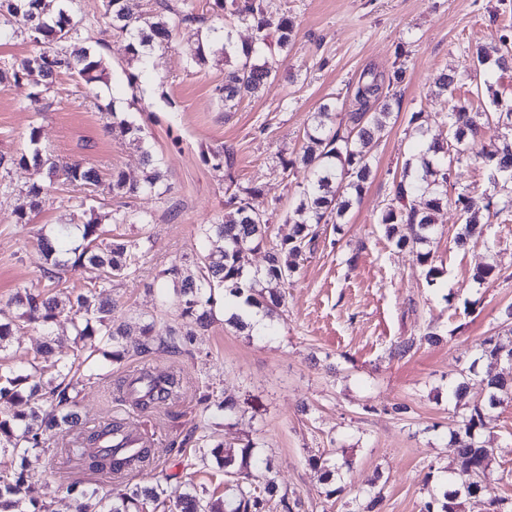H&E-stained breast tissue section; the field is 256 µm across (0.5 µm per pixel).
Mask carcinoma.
Masks as SVG:
<instances>
[{"mask_svg":"<svg viewBox=\"0 0 512 512\" xmlns=\"http://www.w3.org/2000/svg\"><path fill=\"white\" fill-rule=\"evenodd\" d=\"M215 20L208 28L206 46L197 47L190 54V63L199 66L206 62V54L224 56L231 68L224 72V82L214 92L224 105L244 95L257 94L275 77L274 55L285 51L294 38L293 23L284 16L276 17L268 10L265 0H214ZM105 14L112 18V34L118 49L132 58L147 60L159 49L169 47L172 35L182 24L197 20L191 0L173 5L169 0H155V9L134 15L125 0H104ZM249 25L255 32L254 40L240 49L232 31L224 23V13ZM82 19L77 17L73 0H65L57 13H44L42 0H0V29L25 36L41 47L36 55L17 66L0 67V83L18 82L33 71H38L42 82L30 95L37 104L54 92L56 77L61 73L77 75L87 85L105 82L108 67L104 58L88 50H69L81 38ZM384 83L371 72L364 73L358 83L356 96L364 104H375L374 111L349 113L350 125L337 127L332 121L333 103H324L313 114L307 128L308 145L301 157L304 178L299 202L286 223L291 225L288 235L277 241L268 240V219L256 212L246 201L255 193L253 188H240L226 200L232 208L227 219L204 227L207 238L220 245L199 258L196 273L184 275L173 265L162 272L157 292L162 308L174 310L185 319L182 326H170L166 332H154V322L139 327L140 343L129 347L123 343L127 335L124 325L112 321L111 304L103 298L112 280L127 277L137 271L140 260L149 251L145 240H122L111 237V230L92 218L83 225L81 241L72 240L69 230L61 227L53 236H42L39 246L46 256L44 278L52 288H64L69 275L90 263L103 269L104 278L87 291L67 298L63 308L54 296L40 291L20 288L0 309V351L4 343L18 328L12 309L22 310L23 317L42 328L44 334L64 316L71 324L75 337L83 340L98 336L112 346L110 358L120 361L130 352L148 353L164 350L176 353L185 340L193 339L195 331L203 330L214 319V295L222 290L241 301L247 308H259L266 313L284 305L279 288L297 271L299 260L311 252L322 224L330 223L333 215H342L350 200L345 195L360 196L371 174V159L367 147L373 130L384 126L391 114L393 97L383 93ZM98 111L112 116L130 134L137 146L144 143L142 130L119 117L115 104L95 103ZM492 122L504 123L508 133L500 145L483 144L480 131ZM448 137L445 141L433 139L415 154L409 165L416 167L412 178L403 175L394 183L393 194L380 224L386 236L396 247L416 250L418 264L426 269L428 282L434 281L436 267L432 266V253L419 247L430 245L437 233L434 213L448 199V175L452 164L474 156L493 169L500 185L504 206H512V112H489L468 102H457L447 113ZM144 169L138 177L123 172L112 176L108 193L114 197L135 196L143 192L160 193L164 184L159 161L143 150ZM33 163L40 171L58 177L61 183L88 191L73 195L70 200L82 207L90 199L89 193L101 185L98 170L86 163L61 162L52 155L34 149L32 156H6L0 154V173L8 167ZM212 168L232 169L233 158L224 148H217L207 159ZM44 186L34 181L18 191L20 203L14 210L15 223H27L28 214L39 206ZM465 216L456 236V243L464 246L484 235V225L477 219L476 199L459 193L454 201ZM267 244L266 265L251 273L241 263L242 254ZM512 307L502 328L482 340L476 360L507 363L512 360ZM100 362L94 353H74L72 359L49 367L34 362L30 367L7 365L0 367V404L9 409L0 410V512H49V506L39 500L35 488L29 483L26 461L33 450L46 451L58 437H71V451L89 470L108 472L109 477L140 473L157 462L156 449L136 443L129 444L131 426L122 419H112L96 430H77L79 414L76 411L79 386L98 376ZM468 373L448 385V398L456 406H464L460 419L449 428L450 441L457 445V475H448L439 491L425 503L423 512H457L460 499L490 494L488 470L495 449L482 440L488 429L490 410L506 399L512 400V377L501 375L487 378L484 398L472 403L469 394ZM134 404L147 410L173 400L178 394L179 382L172 374L155 375L146 368L122 382ZM43 403L50 404L56 415L50 420L40 418ZM196 456L203 465L212 464L224 473V499L212 500L207 492L192 483L176 495L168 492L167 478L155 483L137 486L131 494L118 502H109L96 491L82 488L77 483L66 486V492L80 500L78 512H158L173 504V512H267L269 503L279 498L282 512H291L288 496L279 494L271 477L260 485L255 483L252 470L259 468L255 444L248 441L235 452L224 450V442L215 435L197 438ZM9 461H4V458ZM309 463L321 470L331 481L351 468L347 457L332 458L313 455ZM383 502L381 491L365 493V501L357 512H380Z\"/></svg>","mask_w":512,"mask_h":512,"instance_id":"obj_1","label":"carcinoma"}]
</instances>
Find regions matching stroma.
<instances>
[{
  "label": "stroma",
  "mask_w": 512,
  "mask_h": 512,
  "mask_svg": "<svg viewBox=\"0 0 512 512\" xmlns=\"http://www.w3.org/2000/svg\"><path fill=\"white\" fill-rule=\"evenodd\" d=\"M276 15L296 23L288 52L277 57V76L256 96L225 109L214 88L224 79L223 57L188 67L187 55L205 37L213 0H194L197 22L182 25L171 48L148 61L131 60L111 43L103 0H76L83 21L81 44L104 57L109 82L88 91L64 73L56 92L33 104L34 78L0 83V154L29 149L32 128L41 144L67 161L95 166L103 181L91 207L77 208L72 189L54 184L40 197L29 221L18 224L13 211L18 191L36 179L33 169L13 166L0 179V308L22 286L46 290L40 234L55 226L76 228L120 209L147 216V224H111L113 235L149 238L150 250L135 275L114 280L112 318L130 322L152 318L157 331L175 324V313L161 310L152 285L171 264L193 271L198 256L214 244L202 225L221 222L228 196L252 188L248 201L264 214L272 235L289 227L285 218L298 198L294 178L281 163L298 156L314 112L326 102L337 106L338 122L364 111L356 97L358 81L370 69L383 77L404 76L396 87L399 105L376 130L368 147L373 174L360 201L339 224L321 225L319 237L286 284V307L262 332L238 330L224 321L225 300L216 294L215 318L186 343L182 353L155 350L105 361L100 378L86 383L78 410L87 418L131 420L146 447L157 449L172 488L192 483L213 498L224 495L221 473L203 468L194 448L202 431H214L232 447L255 443L270 463L292 512H353L360 491L382 488V512H421L446 470L455 468L456 451L448 433L454 405L448 384L458 378L484 337L493 335L512 306V211L486 217L485 235L463 248L454 239L462 222L455 206L436 216L439 234L431 244L439 271L427 282L409 251L398 249L379 218L393 183L422 144V132L444 131L451 101L479 91L483 103L512 110V68L472 70V55L497 58L502 34L512 31V0H267ZM456 72L452 98L438 96L443 73ZM136 75L128 87V75ZM117 101L129 121L140 125L148 146L161 158L171 189L164 195L131 198L108 195L113 172L140 173L142 155L120 131H106L107 116L97 103ZM234 154L231 176L213 170L203 155L216 148ZM496 194L490 170L465 160L454 164L448 195ZM494 263L498 274L479 283L477 266ZM439 335L437 342L427 332ZM410 338L405 358L391 357L397 341ZM173 373L182 382L178 402L145 411L119 402L116 386L136 369ZM236 399L232 428L216 411H204V393ZM406 405L403 414L394 413ZM490 443L497 454L488 471L490 497L512 502V401L491 413ZM352 459L330 494L320 470L308 463L314 454ZM28 474L51 512H75L67 495L79 481L115 499L128 493L127 480L102 481L84 467L68 463L63 448L29 457ZM490 497L465 500L462 512H490Z\"/></svg>",
  "instance_id": "1"
}]
</instances>
